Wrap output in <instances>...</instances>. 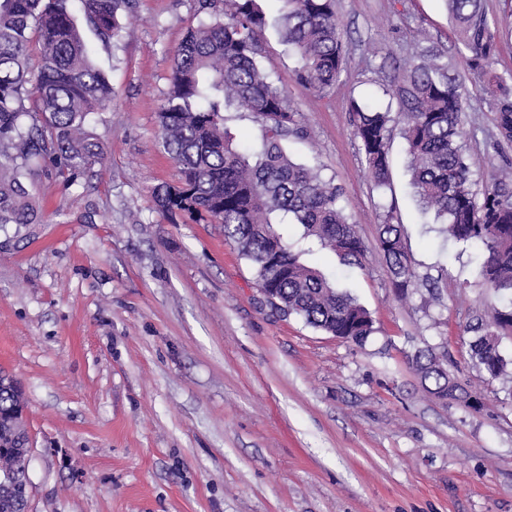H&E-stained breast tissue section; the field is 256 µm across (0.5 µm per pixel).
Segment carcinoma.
Here are the masks:
<instances>
[{"mask_svg": "<svg viewBox=\"0 0 512 512\" xmlns=\"http://www.w3.org/2000/svg\"><path fill=\"white\" fill-rule=\"evenodd\" d=\"M108 47L120 37V17L135 0H0V227L33 224L38 211L27 184L50 164L71 176L102 159L87 129L88 116L112 103V84L89 57L74 3ZM275 20L282 42L300 60L297 79L323 96L347 63L336 0H281ZM466 64L480 81L493 112L490 139L512 144V72L493 71L498 51L495 18L483 0H445ZM210 22L188 30L173 52L169 89L159 113V138L175 162L174 183L153 188L156 210L172 224L224 225L225 240L254 266L261 288H271L282 312L355 344L374 332L371 313L321 271L305 264L272 222L277 213L302 228L342 262L365 252L357 225L340 205L342 188L293 161L281 139L303 133L299 113L261 64V36L269 25L257 0H200ZM38 44L37 75L30 45ZM387 103L351 99L353 135L373 185L390 184V144L399 131L405 144L410 186L422 210L449 237L482 250L480 274L487 287L512 295V160L493 167L485 187L473 190L475 171L464 142L466 101L449 63L431 48L404 62L403 74L382 88ZM254 115L262 130L255 163L233 146L224 131V108ZM390 206L378 246L394 291L406 296L417 278L406 251L402 225ZM512 329V300L487 319L467 324L473 334V365L492 378L508 375L512 360L500 352L501 335ZM413 366L427 392L440 400L477 409L473 395L448 371V357L430 347ZM19 399L0 386V418ZM26 453L16 452L0 480V512H21L29 492Z\"/></svg>", "mask_w": 512, "mask_h": 512, "instance_id": "carcinoma-1", "label": "carcinoma"}]
</instances>
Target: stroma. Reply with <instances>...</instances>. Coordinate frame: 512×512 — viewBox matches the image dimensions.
Wrapping results in <instances>:
<instances>
[{"label": "stroma", "mask_w": 512, "mask_h": 512, "mask_svg": "<svg viewBox=\"0 0 512 512\" xmlns=\"http://www.w3.org/2000/svg\"><path fill=\"white\" fill-rule=\"evenodd\" d=\"M348 63L320 96L276 28L263 65L307 133L281 145L343 189L367 252L344 266L289 228L306 264L371 313L363 344L268 304L220 224H172L152 189L178 177L159 140L171 52L204 21L198 0H136L116 49L83 36L111 105L90 117L104 159L74 182L31 186L41 220L0 231V371L28 402L30 512H512V378L472 364L464 327L504 300L480 276L479 248L440 233L417 205L404 141L390 187L374 189L349 99L376 100L418 42L452 60L469 93L477 176L500 158L492 113L459 53L444 0H336ZM395 204L418 275L393 290L378 248ZM450 354L480 410L429 395L411 358Z\"/></svg>", "instance_id": "1"}]
</instances>
